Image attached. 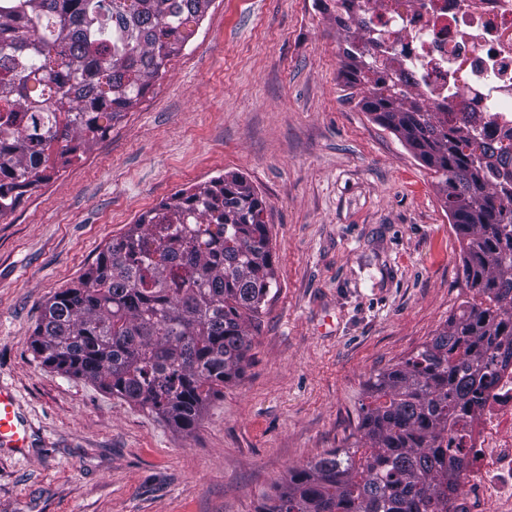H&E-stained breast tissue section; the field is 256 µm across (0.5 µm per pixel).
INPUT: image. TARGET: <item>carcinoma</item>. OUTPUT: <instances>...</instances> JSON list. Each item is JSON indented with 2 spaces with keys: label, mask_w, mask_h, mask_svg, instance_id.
<instances>
[{
  "label": "carcinoma",
  "mask_w": 512,
  "mask_h": 512,
  "mask_svg": "<svg viewBox=\"0 0 512 512\" xmlns=\"http://www.w3.org/2000/svg\"><path fill=\"white\" fill-rule=\"evenodd\" d=\"M213 0H0V218L70 164L166 73ZM361 0L336 3L342 74L363 108L433 172L460 236L465 300L430 341L370 381L353 448L288 470L260 512H435L464 458L448 423L512 345V146L441 120L402 70L360 54ZM265 203L220 176L139 216L78 285L50 299L42 363L191 432L210 397L242 378L254 321L277 284Z\"/></svg>",
  "instance_id": "obj_1"
}]
</instances>
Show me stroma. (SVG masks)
I'll list each match as a JSON object with an SVG mask.
<instances>
[{
  "mask_svg": "<svg viewBox=\"0 0 512 512\" xmlns=\"http://www.w3.org/2000/svg\"><path fill=\"white\" fill-rule=\"evenodd\" d=\"M341 52L336 0H214L142 103L0 219V384L29 435L0 450V512H259L351 447L369 379L469 298L432 171L349 98ZM223 174L267 205L277 285L243 378L186 435L31 343L127 224Z\"/></svg>",
  "mask_w": 512,
  "mask_h": 512,
  "instance_id": "stroma-1",
  "label": "stroma"
}]
</instances>
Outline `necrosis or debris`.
<instances>
[{
    "mask_svg": "<svg viewBox=\"0 0 512 512\" xmlns=\"http://www.w3.org/2000/svg\"><path fill=\"white\" fill-rule=\"evenodd\" d=\"M364 18L431 111L467 112L477 135L512 141V0H368ZM466 466L448 512H512V363L448 428Z\"/></svg>",
    "mask_w": 512,
    "mask_h": 512,
    "instance_id": "obj_1",
    "label": "necrosis or debris"
}]
</instances>
